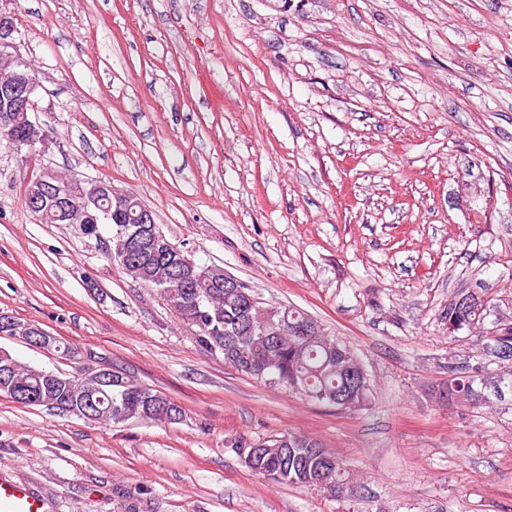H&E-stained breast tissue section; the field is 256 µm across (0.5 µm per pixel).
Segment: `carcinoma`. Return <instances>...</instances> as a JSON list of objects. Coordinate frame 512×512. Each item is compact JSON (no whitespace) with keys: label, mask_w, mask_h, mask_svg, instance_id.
Masks as SVG:
<instances>
[{"label":"carcinoma","mask_w":512,"mask_h":512,"mask_svg":"<svg viewBox=\"0 0 512 512\" xmlns=\"http://www.w3.org/2000/svg\"><path fill=\"white\" fill-rule=\"evenodd\" d=\"M75 213L62 216L52 204L37 213L44 224H75L86 236L99 234V225L84 220L85 199H74ZM133 222L111 224V251L105 258L126 254L121 269L131 278L156 288L175 309L181 320L194 328L200 347L219 353L224 364L273 386H285L324 405L341 410H356L369 401L368 381H349L344 365H361L349 347L328 336L317 321L293 306L267 307L257 301L245 304L243 294H257L245 285L224 287V268L198 265L192 273L167 260L150 248H126L127 231ZM465 300L448 304V323L460 330L471 327L480 316L478 306L464 309ZM11 365L16 393L30 399L19 400L26 406H46L64 410V406L82 399L81 379L59 381V374L21 365L11 353L0 358ZM93 421L124 424L133 419L154 422L174 421L181 407L166 394L146 387L126 373L112 370V389L99 394ZM231 447L241 464L253 474L288 485L322 490L341 495L351 476L344 462L320 441L305 434L283 433L266 440L249 442L237 438Z\"/></svg>","instance_id":"obj_1"}]
</instances>
